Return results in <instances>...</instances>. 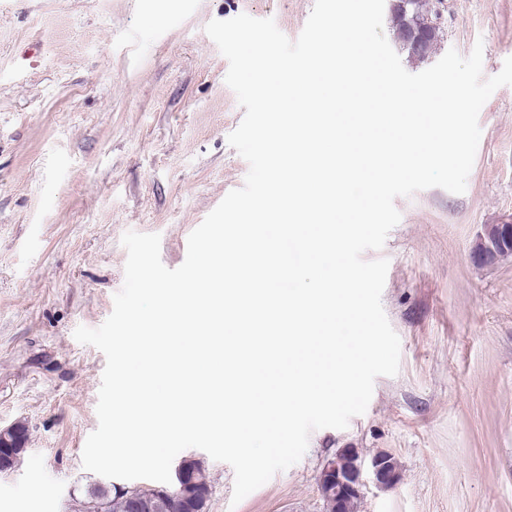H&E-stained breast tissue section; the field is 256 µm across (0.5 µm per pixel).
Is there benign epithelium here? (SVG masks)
Returning a JSON list of instances; mask_svg holds the SVG:
<instances>
[{
  "instance_id": "benign-epithelium-1",
  "label": "benign epithelium",
  "mask_w": 512,
  "mask_h": 512,
  "mask_svg": "<svg viewBox=\"0 0 512 512\" xmlns=\"http://www.w3.org/2000/svg\"><path fill=\"white\" fill-rule=\"evenodd\" d=\"M413 0H391V10L398 11L405 22V39L412 50L425 51L429 37L437 34L439 18L429 17L421 21L412 14ZM512 256V222L486 224L473 248L474 259L482 265H492L499 259ZM350 457L353 464L348 469L341 468L342 457ZM380 488H392L399 482V469L393 467L391 456L374 455L366 459L354 449L338 453L327 461L320 472V479L327 487V496L336 501V512H342L346 500L361 496L365 477Z\"/></svg>"
}]
</instances>
